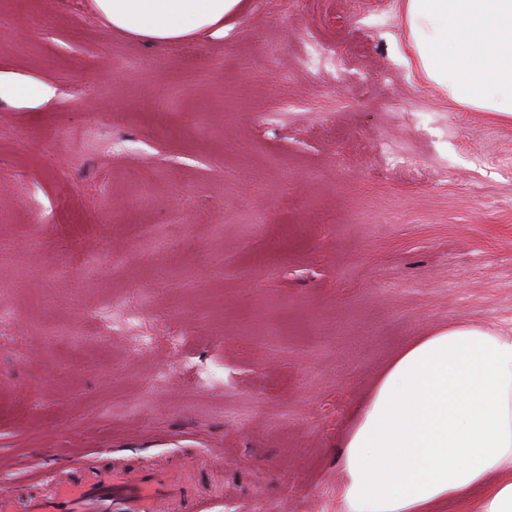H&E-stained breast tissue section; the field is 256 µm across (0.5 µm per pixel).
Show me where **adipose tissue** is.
I'll return each mask as SVG.
<instances>
[{
    "label": "adipose tissue",
    "mask_w": 512,
    "mask_h": 512,
    "mask_svg": "<svg viewBox=\"0 0 512 512\" xmlns=\"http://www.w3.org/2000/svg\"><path fill=\"white\" fill-rule=\"evenodd\" d=\"M146 43L220 36L242 0H88ZM408 62L512 122V0H400ZM338 512H512V333L451 324L389 363L342 441Z\"/></svg>",
    "instance_id": "obj_1"
}]
</instances>
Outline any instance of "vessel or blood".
<instances>
[{
  "mask_svg": "<svg viewBox=\"0 0 512 512\" xmlns=\"http://www.w3.org/2000/svg\"><path fill=\"white\" fill-rule=\"evenodd\" d=\"M224 463V454L211 450L208 457L184 460L180 471L110 465L95 468L82 481L51 475L36 480L25 504L0 494V512H209L197 475Z\"/></svg>",
  "mask_w": 512,
  "mask_h": 512,
  "instance_id": "vessel-or-blood-1",
  "label": "vessel or blood"
}]
</instances>
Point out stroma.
<instances>
[{
    "label": "stroma",
    "instance_id": "1",
    "mask_svg": "<svg viewBox=\"0 0 512 512\" xmlns=\"http://www.w3.org/2000/svg\"><path fill=\"white\" fill-rule=\"evenodd\" d=\"M398 4L245 0L189 70L80 2L0 0V72L55 89L0 100L1 487L220 448L211 512H336L391 358L512 329V123L415 77ZM314 39L339 67L299 65Z\"/></svg>",
    "mask_w": 512,
    "mask_h": 512
}]
</instances>
